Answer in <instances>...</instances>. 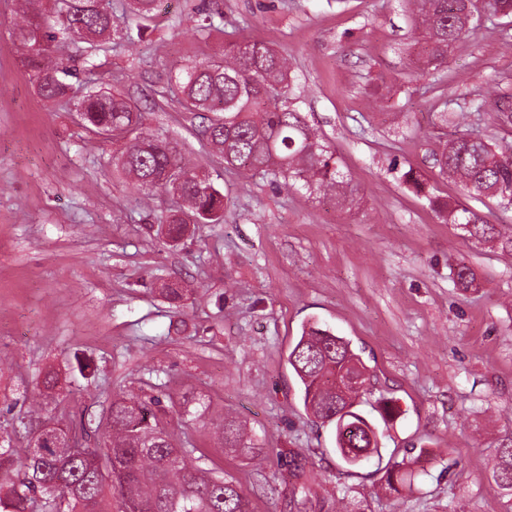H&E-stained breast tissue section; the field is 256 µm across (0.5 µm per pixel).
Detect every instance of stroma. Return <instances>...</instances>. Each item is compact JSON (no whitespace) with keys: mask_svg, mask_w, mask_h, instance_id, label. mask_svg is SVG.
I'll return each mask as SVG.
<instances>
[{"mask_svg":"<svg viewBox=\"0 0 512 512\" xmlns=\"http://www.w3.org/2000/svg\"><path fill=\"white\" fill-rule=\"evenodd\" d=\"M110 6L98 67L86 68L82 42L65 63L184 144L223 191L224 221L177 245L159 234L175 199L120 175L111 140L79 125L72 101L37 95L12 48L22 2L0 0V435L15 455L28 450L36 378L52 370L48 409L91 418L121 390L191 393L209 419L238 418L249 460L224 450L209 419L172 430L202 467L240 484L251 512H296L293 452L312 474L307 512H336L342 487L365 512H512L490 472L494 448L512 441V252L467 239L426 198L463 195L433 161L440 110L470 111L471 132L512 152V123L475 109L489 88L512 96V23L484 21L422 76L411 0H161L133 39L124 0ZM239 40L288 54L302 109L356 190L352 207L225 168L181 111L169 75ZM410 169L425 192L401 182ZM462 261L477 289L454 285ZM169 282L189 290L181 311L160 293ZM311 318L368 366L362 411L377 422L378 398L400 407L382 460L346 466L333 427L304 409L288 353ZM410 449L427 473L392 496L385 469Z\"/></svg>","mask_w":512,"mask_h":512,"instance_id":"35a3bbf8","label":"stroma"}]
</instances>
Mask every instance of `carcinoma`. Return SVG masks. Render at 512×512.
<instances>
[{"mask_svg":"<svg viewBox=\"0 0 512 512\" xmlns=\"http://www.w3.org/2000/svg\"><path fill=\"white\" fill-rule=\"evenodd\" d=\"M137 29L150 19L157 0H131ZM414 25L419 30L421 73L438 65L460 37L482 17L512 18V0H416ZM59 26L43 12L23 11L13 34V46L24 58L38 95L47 101L70 96L72 72L58 57L72 41L89 42L112 30L106 0H56ZM297 76L288 57L259 41L229 42L224 58L189 63L174 75L182 107L202 119L203 134L224 164L251 177L262 176L301 184L311 195L323 196L339 208L352 200L353 189L339 168L334 152L311 125L300 107ZM76 112L96 134L109 133L123 141L115 156L118 172L142 190L162 189L181 201L165 219V235L177 243L191 224L224 222V193L214 180L189 166L178 143L148 130L143 113L119 92L90 86L77 96ZM434 157L441 174L458 182L474 199L487 198L503 210L512 208V155L496 149L476 133L438 140ZM174 170L170 181L160 176ZM434 211L479 243L495 242L512 251V233L502 231L459 202L428 195ZM454 282L473 286L472 268L460 263ZM188 289L171 283L162 288L166 300L181 306ZM301 389L303 405L321 423L335 428L336 454L349 467L381 456L376 426L356 408L368 380V368L351 343L318 321L304 324L288 354ZM356 378L357 388L344 398L327 390L336 374ZM160 396L146 399L119 392L108 413L93 430L65 424L64 434L112 449V459L97 464L45 448L37 457L19 460L0 444V512H110L117 495L124 512H250L249 500L234 481L193 464L194 449L179 444L159 412ZM216 431L232 452L252 449L241 422L220 416ZM420 456H409L386 470L387 489H413L426 470ZM492 478L512 498V445L496 449Z\"/></svg>","mask_w":512,"mask_h":512,"instance_id":"obj_1","label":"carcinoma"}]
</instances>
